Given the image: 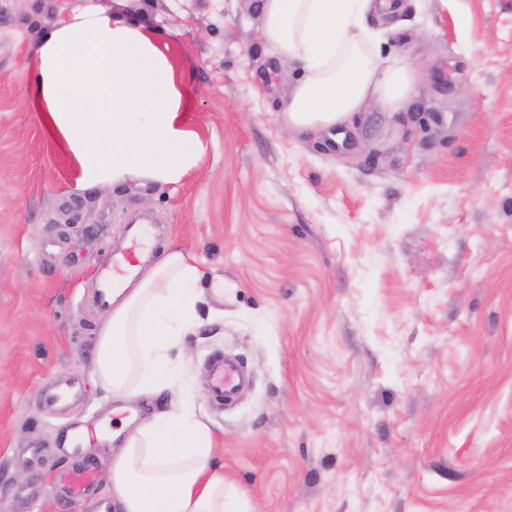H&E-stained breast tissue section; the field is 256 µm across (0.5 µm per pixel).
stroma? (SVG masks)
I'll return each mask as SVG.
<instances>
[{
  "mask_svg": "<svg viewBox=\"0 0 512 512\" xmlns=\"http://www.w3.org/2000/svg\"><path fill=\"white\" fill-rule=\"evenodd\" d=\"M95 2L154 29L204 149L176 184L82 187L29 89L85 0H0V512H94L103 479L72 497L57 473L101 474L170 404L93 381L97 286L140 223L151 258L224 282L184 381L255 512H512V0L370 13L418 83L401 120L370 104L341 144L282 128L301 71L260 43L254 0ZM215 354L253 373L230 409Z\"/></svg>",
  "mask_w": 512,
  "mask_h": 512,
  "instance_id": "stroma-1",
  "label": "stroma"
}]
</instances>
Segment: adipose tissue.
I'll return each instance as SVG.
<instances>
[{
	"label": "adipose tissue",
	"instance_id": "1",
	"mask_svg": "<svg viewBox=\"0 0 512 512\" xmlns=\"http://www.w3.org/2000/svg\"><path fill=\"white\" fill-rule=\"evenodd\" d=\"M374 0H259V38L303 68L279 113L292 131L353 126L372 102L405 109L417 79L406 56L380 57L366 18ZM31 90L42 122L81 168L87 188L136 177L171 184L203 147L154 31L86 5L43 37ZM203 274L181 251L113 288L98 329L95 375L116 399L170 392L185 368L181 338L200 322ZM118 512H252L231 494L209 427L190 396L127 436L107 470Z\"/></svg>",
	"mask_w": 512,
	"mask_h": 512
}]
</instances>
